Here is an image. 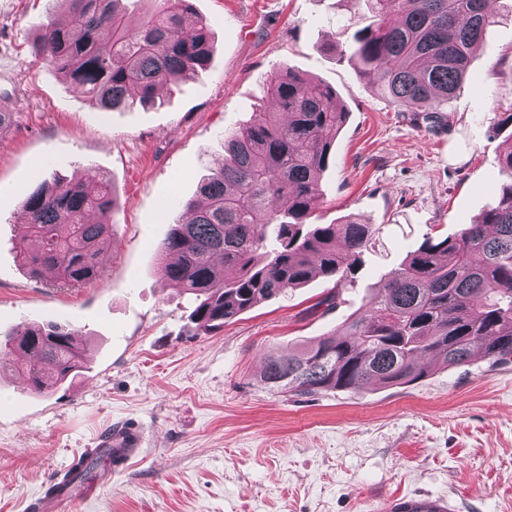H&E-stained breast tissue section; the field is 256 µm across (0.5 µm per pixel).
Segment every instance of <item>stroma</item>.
I'll list each match as a JSON object with an SVG mask.
<instances>
[{
    "instance_id": "35a3bbf8",
    "label": "stroma",
    "mask_w": 512,
    "mask_h": 512,
    "mask_svg": "<svg viewBox=\"0 0 512 512\" xmlns=\"http://www.w3.org/2000/svg\"><path fill=\"white\" fill-rule=\"evenodd\" d=\"M212 33L208 67L154 107L102 112L29 53L62 0H0V330L70 329L87 348L72 384L33 393L0 369V512H32L100 433L135 420L129 464L103 460L67 512H386L443 496L456 512H512V361L475 356L400 387L293 395L259 381L288 353L370 306L385 274L427 237L455 235L496 200L512 113V15L489 31L472 77L435 112L389 103L351 57L365 0H193ZM288 67L335 89L348 114L321 178L315 221L380 227L353 284L318 277L195 332L189 295L157 256L183 202L224 155V136L274 111L264 79ZM104 177L116 200L101 272L73 287L16 257L22 204L43 176ZM338 293L335 308L317 304Z\"/></svg>"
}]
</instances>
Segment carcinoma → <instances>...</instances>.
Here are the masks:
<instances>
[{
	"label": "carcinoma",
	"mask_w": 512,
	"mask_h": 512,
	"mask_svg": "<svg viewBox=\"0 0 512 512\" xmlns=\"http://www.w3.org/2000/svg\"><path fill=\"white\" fill-rule=\"evenodd\" d=\"M69 19L42 25L31 57L54 67L103 112L155 104L159 88L208 65L210 29L188 23L191 0H158L131 22L124 0H66ZM373 22L352 54L378 92L411 112H435L470 74L471 56L512 3L500 0H366ZM277 104L224 137V158L186 201L160 250L158 272L190 295L189 321L211 332L323 276L354 279L378 228L353 216L316 224L321 174L348 113L336 92L285 68L262 84ZM495 206L443 239L429 238L387 274L369 310L285 356L267 354L260 383L280 392L357 391L413 383L424 360L459 366L480 352L512 356V135ZM112 188L102 179L47 175L21 207V264L65 285L96 278L112 242ZM22 355L30 389L43 393L81 372L84 350L58 324L0 336V360Z\"/></svg>",
	"instance_id": "1"
}]
</instances>
